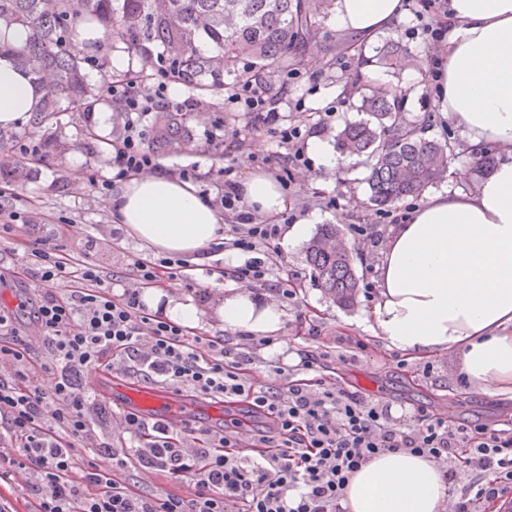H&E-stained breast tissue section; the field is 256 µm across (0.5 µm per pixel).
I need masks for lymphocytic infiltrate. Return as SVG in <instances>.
Instances as JSON below:
<instances>
[{
	"instance_id": "1",
	"label": "lymphocytic infiltrate",
	"mask_w": 512,
	"mask_h": 512,
	"mask_svg": "<svg viewBox=\"0 0 512 512\" xmlns=\"http://www.w3.org/2000/svg\"><path fill=\"white\" fill-rule=\"evenodd\" d=\"M166 83L140 97L119 86L123 134L112 147L111 180L103 188L158 168L142 121L166 101ZM279 227L242 216L231 238L208 255L246 253L232 269L239 280L264 281L262 252L276 250ZM25 273L35 297L17 310L0 308V480L15 484L27 512H342L346 485L372 457L394 451L480 471L453 512H487L512 501V429L455 423L417 409L411 423L394 421L389 404L319 378L326 352L306 347L298 362L269 361L279 387L257 383L252 367L265 339L228 343L151 313L141 289L185 277L187 261L168 256L134 263L136 287L114 293L115 280L43 237L30 244ZM37 332L21 335L18 311ZM92 367L121 369L177 392L249 400L272 422L240 455V424L175 431L130 412L112 417L88 401L81 376ZM50 376L42 387V376ZM164 473L171 489L147 493L126 470Z\"/></svg>"
}]
</instances>
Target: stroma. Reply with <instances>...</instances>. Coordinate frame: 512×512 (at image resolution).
<instances>
[{
	"label": "stroma",
	"mask_w": 512,
	"mask_h": 512,
	"mask_svg": "<svg viewBox=\"0 0 512 512\" xmlns=\"http://www.w3.org/2000/svg\"><path fill=\"white\" fill-rule=\"evenodd\" d=\"M424 0H408L409 15L392 33L391 38L409 50L411 68L417 77V89L406 105L409 115L423 118L426 137L463 142V135L443 113L438 112L431 88V72L443 47L444 38L432 37L431 24L446 12L444 0L434 8L424 10ZM316 44L321 48L315 62L302 63L299 56L290 55L287 84L275 85L274 125L255 124L246 112L235 104L231 95L238 83L234 77L224 79L222 90L213 92L211 121L216 134L197 129L195 135L172 154L163 155L159 163L163 170L192 169L200 193L216 199L224 187L225 177L241 179L250 171H267L287 188L290 206L278 218L279 223L304 222L310 232L320 225L336 224L341 237L353 248V260L361 288L354 308L337 307L310 278L305 262V241H298L280 251L270 265L265 283L253 284L257 295L277 300L278 289L291 288L293 299L283 301L288 311L284 333L274 346L262 352V363L253 367L258 382H266L264 360L281 359L297 363L296 349L317 344L327 350V375L350 389L360 390L373 399L387 402L399 410L402 419H409L417 407L452 421H469L494 425L512 422V401L492 397L479 391H469L459 380V360L448 351L430 357L429 361L408 359L397 362L393 350L375 337L365 322V312L376 297L380 250L353 234L355 224H374L389 230L397 217L407 213L415 200L406 198L394 206L380 210L370 201L366 183L368 165L365 158H353L351 165L331 182L314 180L304 185L306 175L317 169L310 156L291 162L289 152L282 147L274 128L299 127L304 137L321 136L333 141L337 130L346 123L359 120L356 98L346 96L345 86L352 80L368 84L369 78L357 53L352 52L350 36L332 31L327 20H317ZM109 140L119 134L117 124L103 121L94 114L91 121H79L67 116L63 130L62 152L56 159L35 168L29 179L12 183L0 177V203L16 211L22 218L16 224L8 244L0 247V303L12 305L20 295L17 276L34 235L61 234L66 250L80 261L95 264L111 272L122 286H133L130 277L135 260L144 253L127 236L113 238L115 218L108 207L110 192L98 184L112 175V165L105 157L87 154L80 145V135L87 125ZM193 289L183 282H169L167 291L190 295L206 311L202 334L221 336L231 343L241 342V334L225 330L212 314L221 290L205 271H194ZM317 329L319 337L310 340L308 332Z\"/></svg>",
	"instance_id": "35a3bbf8"
}]
</instances>
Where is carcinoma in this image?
<instances>
[{"instance_id":"obj_1","label":"carcinoma","mask_w":512,"mask_h":512,"mask_svg":"<svg viewBox=\"0 0 512 512\" xmlns=\"http://www.w3.org/2000/svg\"><path fill=\"white\" fill-rule=\"evenodd\" d=\"M332 6L333 0H0V20L29 30L23 47L0 44V54L10 52L36 77L52 78L40 106L23 125L38 134L41 153L48 157L61 149L63 116L73 111L90 116L101 104L89 72L109 74L107 54H91L78 42L79 26L96 22L113 31L137 70L119 77L109 74L111 78L143 82L160 62L165 75L196 92L190 102L154 111L150 144L169 153L204 122L205 95L223 87L224 76L249 83L288 68V54L301 51L314 34L315 18L327 15ZM243 60L247 66L241 68ZM374 63L398 70L405 59L399 45L389 40L376 49ZM360 111L368 118L338 131L334 147L344 157H366L375 205L418 196L444 173L435 160L454 156V144L423 137L419 124L405 116L403 96L364 94ZM338 235L337 225H321L305 258L318 286L337 306L350 308L359 288L353 257L325 247Z\"/></svg>"}]
</instances>
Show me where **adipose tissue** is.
I'll return each instance as SVG.
<instances>
[{"label": "adipose tissue", "mask_w": 512, "mask_h": 512, "mask_svg": "<svg viewBox=\"0 0 512 512\" xmlns=\"http://www.w3.org/2000/svg\"><path fill=\"white\" fill-rule=\"evenodd\" d=\"M408 11L406 0H336V32L372 41ZM440 109L471 148L495 159L470 192L443 190L414 205L391 228L380 252L378 296L367 311L375 334L410 358L460 356L463 383H492L512 395V0H448V37L434 65ZM47 91L9 54H0V128L26 123ZM237 190L249 214L274 216L288 197L268 173L250 171ZM140 248L197 256L218 236L213 205L186 181L157 170L130 177L109 201ZM145 301L164 316L198 327L193 300L150 290ZM225 329L279 337L285 309L254 291L228 286L216 306ZM455 492L448 473L405 451L372 457L349 479L343 512H443Z\"/></svg>", "instance_id": "ef3b65f1"}]
</instances>
